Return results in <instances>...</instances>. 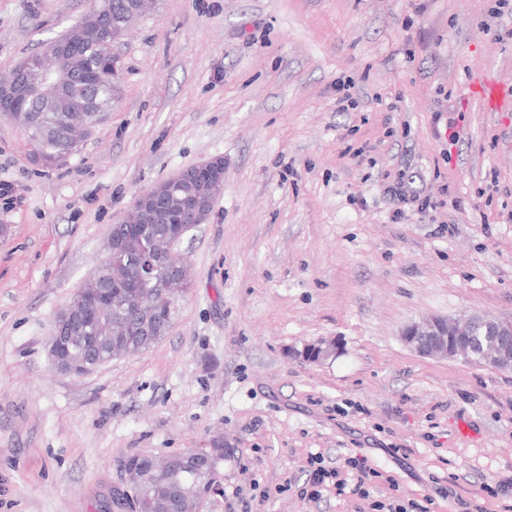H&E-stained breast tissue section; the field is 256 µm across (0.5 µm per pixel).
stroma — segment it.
I'll return each mask as SVG.
<instances>
[{
    "mask_svg": "<svg viewBox=\"0 0 512 512\" xmlns=\"http://www.w3.org/2000/svg\"><path fill=\"white\" fill-rule=\"evenodd\" d=\"M492 4L155 0L113 45L122 94L76 151L36 165L25 128L0 119V180L16 190L0 201V512H131L106 504L128 456L217 438L225 492L253 512H367L350 494L301 497L312 454L365 457L398 484L380 500L430 512L450 510L434 478L474 498L512 476V369L422 357L400 336L427 315L512 320V112L466 91L482 69L512 88ZM90 5L0 0V75ZM451 120L466 132L453 149ZM214 157L224 187L176 246L193 281L167 334L81 376L57 370L54 318L112 224ZM399 169L439 209L392 222L381 185ZM322 339L340 352L305 361Z\"/></svg>",
    "mask_w": 512,
    "mask_h": 512,
    "instance_id": "stroma-1",
    "label": "stroma"
}]
</instances>
